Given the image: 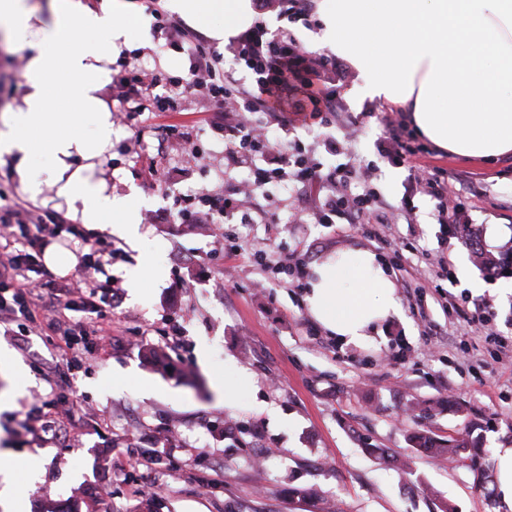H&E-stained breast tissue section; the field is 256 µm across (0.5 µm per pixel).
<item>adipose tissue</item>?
Segmentation results:
<instances>
[{"label": "adipose tissue", "instance_id": "1", "mask_svg": "<svg viewBox=\"0 0 512 512\" xmlns=\"http://www.w3.org/2000/svg\"><path fill=\"white\" fill-rule=\"evenodd\" d=\"M319 48L346 59L356 73L353 100L378 98L406 109L418 133L451 154L492 160L512 154V0H319ZM208 37L226 42L248 28L251 0H165ZM142 24L132 0L94 9L85 0H49L40 19L33 0H0V39L29 46L27 93L0 119V157H12L22 192L37 197L43 182L80 223L140 239V203L114 197L85 176L87 161L112 144L111 114L100 97L108 76L102 46L119 49ZM57 75L68 81L52 92ZM93 114L97 146L76 127ZM53 158L46 174L30 157L38 138ZM310 314L343 343H368L401 311L396 286L375 253L339 251L310 269Z\"/></svg>", "mask_w": 512, "mask_h": 512}]
</instances>
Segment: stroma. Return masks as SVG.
Masks as SVG:
<instances>
[{
  "instance_id": "obj_1",
  "label": "stroma",
  "mask_w": 512,
  "mask_h": 512,
  "mask_svg": "<svg viewBox=\"0 0 512 512\" xmlns=\"http://www.w3.org/2000/svg\"><path fill=\"white\" fill-rule=\"evenodd\" d=\"M142 19L143 36L106 57L111 76L133 68L160 79L185 75L186 53L165 47L150 14ZM32 54L0 43V116L20 104ZM352 84L339 82L337 98L362 128L354 156L376 168L375 189L401 204L410 165L390 164L378 149L391 105L351 100ZM164 92L161 84L144 90V111L132 112L113 84L102 90L112 146L91 174L113 195L133 193L142 202L140 246L80 227L89 245L112 250L111 347L88 344L70 369L52 331L20 338L0 327V347L27 369L24 397L0 412V461L41 463L38 482L20 488L27 512H62L69 504L78 512H133L145 495L157 512H316L288 494L312 484L341 512H435L441 498L456 512H501L461 462L412 455L405 434L416 422L401 407L453 399L431 426L445 437L480 422L485 470L497 449L512 448V274L488 278L438 224L433 200L420 195L410 200L415 223L366 234L349 224L293 223L291 186L272 182L252 200L253 223L231 217L212 235L188 231L176 218L185 196L251 178L252 168L226 163L223 137L192 100L175 112L152 108ZM171 124L198 155L167 138ZM413 163L447 171L486 249L512 247V156L485 161L433 147ZM154 168L164 171V186H156ZM233 245L240 254L230 260L225 250ZM339 249L381 256L400 298V316L364 347L329 336L304 305L306 280L284 270ZM145 251L153 268L141 263ZM444 265L450 278L438 276ZM136 278L144 286L137 296ZM473 280L483 285L497 340L480 325L460 324L445 302L470 294ZM146 343L165 350L171 371L141 364ZM66 394L77 402L71 425L78 443L29 429L32 413L48 417ZM367 443L412 455V474L363 452Z\"/></svg>"
}]
</instances>
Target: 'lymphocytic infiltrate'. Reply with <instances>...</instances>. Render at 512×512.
I'll list each match as a JSON object with an SVG mask.
<instances>
[{
	"mask_svg": "<svg viewBox=\"0 0 512 512\" xmlns=\"http://www.w3.org/2000/svg\"><path fill=\"white\" fill-rule=\"evenodd\" d=\"M160 33L167 46L185 51L190 61L186 76L171 83L172 98H198L211 127L224 134L228 161L255 165L247 186L229 194H197L194 202L178 211L182 223L220 224L234 210L240 211L242 223H250V213L243 210L246 197L282 179L288 171L298 187L299 211L315 223L362 228L412 220V211L396 208L372 188L370 168L353 159L327 168L314 155L289 154L287 141L271 144L264 124L253 119L255 113H264L268 123L284 130L288 127L286 112L292 107L303 119L343 126L336 83L345 72L334 57L301 48L288 31L270 34L258 20L229 46L236 66L251 71L253 81L248 84L180 20H165ZM407 191L434 200L438 223L457 229L464 210L443 172L411 167ZM65 234L72 236L74 244L86 247L76 228L61 217L42 213L0 190V325H14L27 334L37 329L36 311L43 292L59 282L37 255L51 239Z\"/></svg>",
	"mask_w": 512,
	"mask_h": 512,
	"instance_id": "f902f5d3",
	"label": "lymphocytic infiltrate"
}]
</instances>
